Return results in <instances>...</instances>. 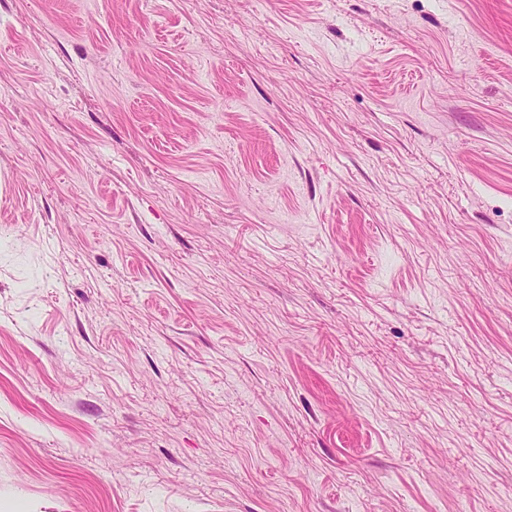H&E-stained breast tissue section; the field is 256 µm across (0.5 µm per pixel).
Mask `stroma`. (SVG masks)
Listing matches in <instances>:
<instances>
[{
  "mask_svg": "<svg viewBox=\"0 0 512 512\" xmlns=\"http://www.w3.org/2000/svg\"><path fill=\"white\" fill-rule=\"evenodd\" d=\"M0 512H512V0H0Z\"/></svg>",
  "mask_w": 512,
  "mask_h": 512,
  "instance_id": "35a3bbf8",
  "label": "stroma"
}]
</instances>
